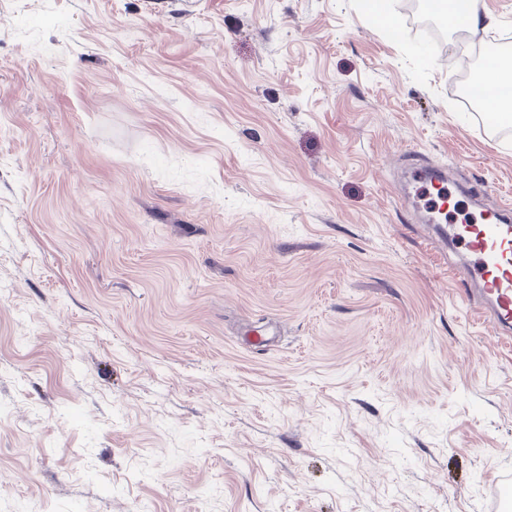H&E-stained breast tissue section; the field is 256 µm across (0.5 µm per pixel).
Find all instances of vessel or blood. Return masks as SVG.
Instances as JSON below:
<instances>
[{
    "mask_svg": "<svg viewBox=\"0 0 512 512\" xmlns=\"http://www.w3.org/2000/svg\"><path fill=\"white\" fill-rule=\"evenodd\" d=\"M439 242L458 255L473 282L478 316L512 341V205L484 201L480 217L452 218L436 229Z\"/></svg>",
    "mask_w": 512,
    "mask_h": 512,
    "instance_id": "1",
    "label": "vessel or blood"
}]
</instances>
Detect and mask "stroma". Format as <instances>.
<instances>
[{"mask_svg": "<svg viewBox=\"0 0 512 512\" xmlns=\"http://www.w3.org/2000/svg\"><path fill=\"white\" fill-rule=\"evenodd\" d=\"M412 4L0 0V512H491L512 344L403 175L512 203V132Z\"/></svg>", "mask_w": 512, "mask_h": 512, "instance_id": "obj_1", "label": "stroma"}]
</instances>
